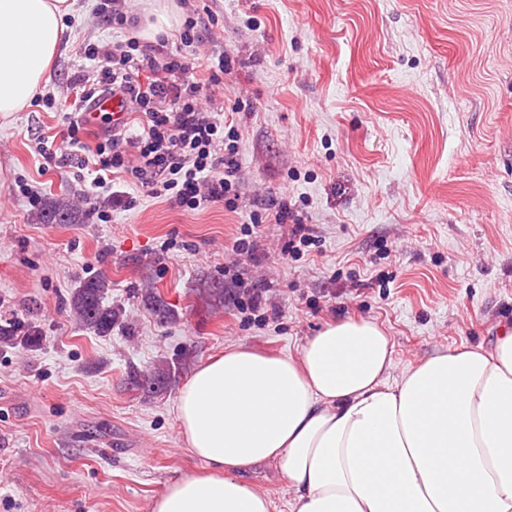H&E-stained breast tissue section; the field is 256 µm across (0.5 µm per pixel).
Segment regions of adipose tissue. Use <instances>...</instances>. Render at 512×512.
<instances>
[{"mask_svg": "<svg viewBox=\"0 0 512 512\" xmlns=\"http://www.w3.org/2000/svg\"><path fill=\"white\" fill-rule=\"evenodd\" d=\"M76 0H0V115L31 107ZM376 323L341 319L298 357L237 346L188 378L174 411L204 472L152 512H271L245 478L276 466L291 512H512V329L391 378Z\"/></svg>", "mask_w": 512, "mask_h": 512, "instance_id": "ef3b65f1", "label": "adipose tissue"}]
</instances>
